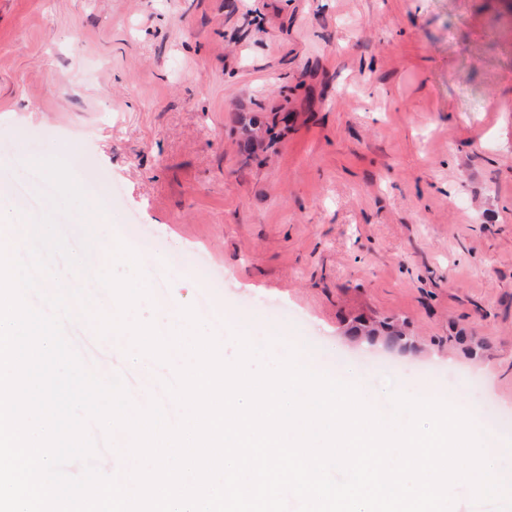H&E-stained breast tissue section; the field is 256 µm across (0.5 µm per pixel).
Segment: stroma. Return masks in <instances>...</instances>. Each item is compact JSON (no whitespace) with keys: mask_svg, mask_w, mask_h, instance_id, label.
<instances>
[{"mask_svg":"<svg viewBox=\"0 0 512 512\" xmlns=\"http://www.w3.org/2000/svg\"><path fill=\"white\" fill-rule=\"evenodd\" d=\"M496 0H0V182L65 159L143 256L379 394L477 381L512 441V22ZM408 324L398 354L352 340Z\"/></svg>","mask_w":512,"mask_h":512,"instance_id":"1","label":"stroma"}]
</instances>
